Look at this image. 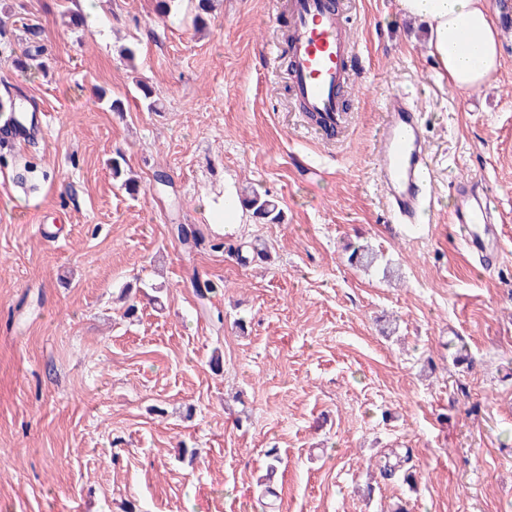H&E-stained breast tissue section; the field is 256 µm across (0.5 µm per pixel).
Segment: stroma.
Returning <instances> with one entry per match:
<instances>
[{
  "label": "stroma",
  "instance_id": "1",
  "mask_svg": "<svg viewBox=\"0 0 512 512\" xmlns=\"http://www.w3.org/2000/svg\"><path fill=\"white\" fill-rule=\"evenodd\" d=\"M342 2L363 67L329 140L290 97L275 0H217L200 29L195 0L166 17L97 0L80 29L78 0H0V42L38 28L47 63L0 56V98L49 115L46 139L0 160V512H261L272 448L276 512H512V0H488L502 66L467 91L396 0ZM395 90L432 169L414 231L388 222L374 169ZM119 151L137 196L112 176ZM461 176L492 196L494 269L449 221ZM247 186L280 222L219 228L207 205ZM359 246L374 265L350 263ZM391 449L410 450L415 487L381 478Z\"/></svg>",
  "mask_w": 512,
  "mask_h": 512
}]
</instances>
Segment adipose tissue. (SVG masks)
Listing matches in <instances>:
<instances>
[{"instance_id": "ef3b65f1", "label": "adipose tissue", "mask_w": 512, "mask_h": 512, "mask_svg": "<svg viewBox=\"0 0 512 512\" xmlns=\"http://www.w3.org/2000/svg\"><path fill=\"white\" fill-rule=\"evenodd\" d=\"M403 16L423 22L443 77L465 91L494 77L502 64L497 25L485 0H397Z\"/></svg>"}]
</instances>
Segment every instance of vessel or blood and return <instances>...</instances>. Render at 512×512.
<instances>
[{
  "label": "vessel or blood",
  "mask_w": 512,
  "mask_h": 512,
  "mask_svg": "<svg viewBox=\"0 0 512 512\" xmlns=\"http://www.w3.org/2000/svg\"><path fill=\"white\" fill-rule=\"evenodd\" d=\"M286 34L288 82L293 101L302 111L341 126L345 115L341 95L350 88L358 53L348 34L350 21L332 0H289ZM386 120L374 144V166L384 185L385 209L399 224L413 225L425 204L430 165L421 114L410 96L390 93ZM45 126L28 120L0 128V140L16 142L44 134ZM465 249L487 263H496L499 234L488 197L472 180L451 183Z\"/></svg>",
  "instance_id": "b4317fda"
}]
</instances>
